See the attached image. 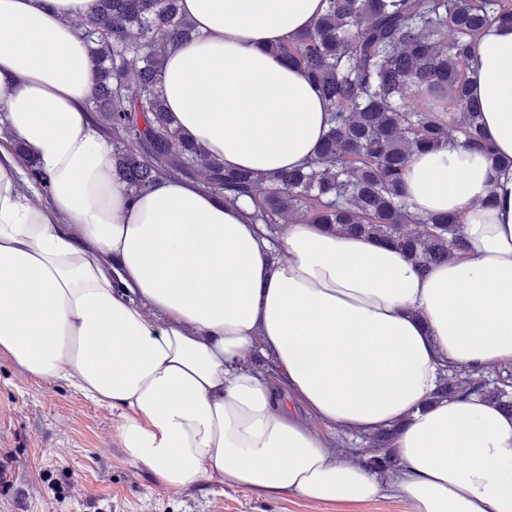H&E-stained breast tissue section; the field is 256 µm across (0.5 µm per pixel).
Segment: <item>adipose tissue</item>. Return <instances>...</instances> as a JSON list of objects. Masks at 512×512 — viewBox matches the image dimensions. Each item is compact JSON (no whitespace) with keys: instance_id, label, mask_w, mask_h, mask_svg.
<instances>
[{"instance_id":"obj_1","label":"adipose tissue","mask_w":512,"mask_h":512,"mask_svg":"<svg viewBox=\"0 0 512 512\" xmlns=\"http://www.w3.org/2000/svg\"><path fill=\"white\" fill-rule=\"evenodd\" d=\"M96 8L0 0V355L118 411L131 462L170 489L207 477L360 504L388 487L411 512H512V414L476 393L435 396L443 368L512 366V169L499 164L512 158V26L484 31L468 72L491 153L451 144L404 170L411 211L457 214L468 243L423 274L315 224L271 244L247 205L191 182L129 191L85 108L96 63L73 23ZM323 9L181 0L196 36L164 62L174 125L228 169L315 159L325 102L270 48ZM389 427L385 486L334 434Z\"/></svg>"}]
</instances>
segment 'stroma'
Segmentation results:
<instances>
[{"mask_svg":"<svg viewBox=\"0 0 512 512\" xmlns=\"http://www.w3.org/2000/svg\"><path fill=\"white\" fill-rule=\"evenodd\" d=\"M121 418L61 380H39L0 356V512H410L391 491L363 504L246 491L215 479L179 490L131 463Z\"/></svg>","mask_w":512,"mask_h":512,"instance_id":"1","label":"stroma"}]
</instances>
